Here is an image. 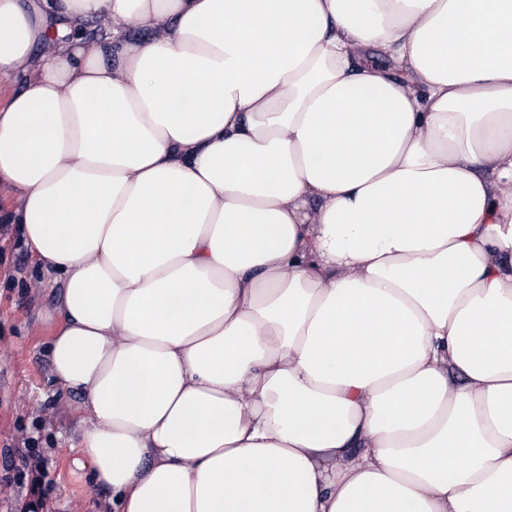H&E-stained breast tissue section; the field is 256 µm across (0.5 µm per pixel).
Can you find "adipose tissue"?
<instances>
[{
	"label": "adipose tissue",
	"instance_id": "ef3b65f1",
	"mask_svg": "<svg viewBox=\"0 0 512 512\" xmlns=\"http://www.w3.org/2000/svg\"><path fill=\"white\" fill-rule=\"evenodd\" d=\"M21 71L114 512H512V0H0Z\"/></svg>",
	"mask_w": 512,
	"mask_h": 512
}]
</instances>
